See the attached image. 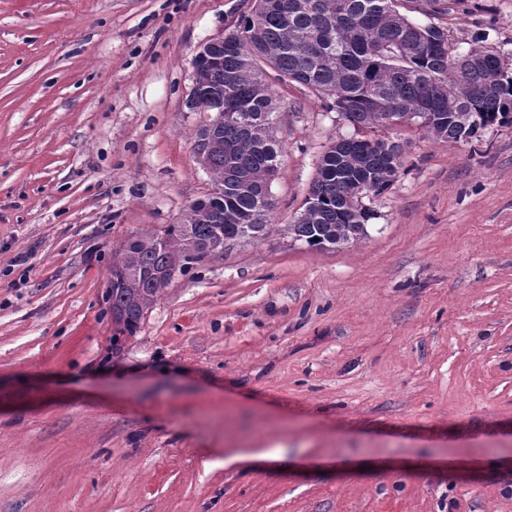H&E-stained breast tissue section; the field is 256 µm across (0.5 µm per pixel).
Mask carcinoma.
Wrapping results in <instances>:
<instances>
[{
    "mask_svg": "<svg viewBox=\"0 0 512 512\" xmlns=\"http://www.w3.org/2000/svg\"><path fill=\"white\" fill-rule=\"evenodd\" d=\"M401 0H253L233 29L234 45L213 49L185 106L206 107L212 128L199 125L194 151L206 157L211 186L204 212L191 225L169 224L126 240L112 251L116 276L103 300L112 319V350L133 335L169 283L165 275L203 262L189 254L216 240L267 235L274 203L262 193L278 171L273 116L277 104L262 66L280 83L294 82L333 100L356 135L321 156L293 239L331 248L365 238L370 209L349 188L370 182L386 192L401 166L400 146L375 148L380 132L405 126L460 142L491 125L512 122V63L482 47L448 50L447 30L420 25Z\"/></svg>",
    "mask_w": 512,
    "mask_h": 512,
    "instance_id": "1",
    "label": "carcinoma"
}]
</instances>
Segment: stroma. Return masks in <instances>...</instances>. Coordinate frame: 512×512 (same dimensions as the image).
I'll use <instances>...</instances> for the list:
<instances>
[{"label":"stroma","instance_id":"stroma-1","mask_svg":"<svg viewBox=\"0 0 512 512\" xmlns=\"http://www.w3.org/2000/svg\"><path fill=\"white\" fill-rule=\"evenodd\" d=\"M251 7L0 0V512H512V124L387 131L367 237L312 249L288 226L355 130L274 83L272 231L113 350L112 251L209 192L192 61ZM405 13L512 61V0Z\"/></svg>","mask_w":512,"mask_h":512}]
</instances>
